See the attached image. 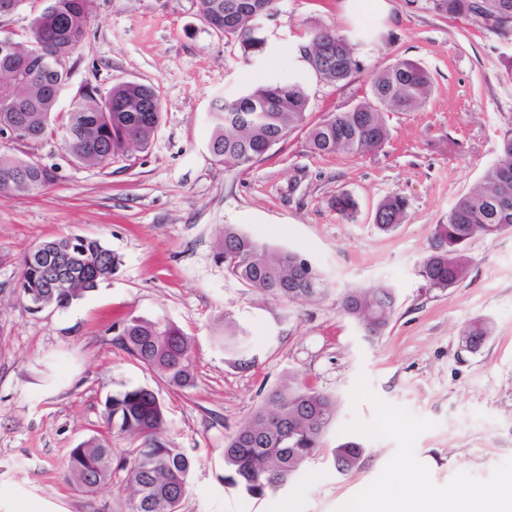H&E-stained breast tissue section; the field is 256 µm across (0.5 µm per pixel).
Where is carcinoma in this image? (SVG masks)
Listing matches in <instances>:
<instances>
[{
    "label": "carcinoma",
    "instance_id": "obj_1",
    "mask_svg": "<svg viewBox=\"0 0 512 512\" xmlns=\"http://www.w3.org/2000/svg\"><path fill=\"white\" fill-rule=\"evenodd\" d=\"M432 9L469 18L497 35H512V0H430ZM92 0H49L45 12L32 20L25 39H15V59L0 72V132L17 133L15 142H38L61 132L65 153L85 168L103 169L112 159L150 148L161 121L158 90L139 82H122L99 94L90 87L77 90L68 112L57 114V97L68 84L71 67L46 70L30 67L39 58L51 64L71 61L84 41ZM208 27L245 56H261L266 42L255 27L258 14H273L274 0H196ZM301 53L320 79L338 86L352 82L360 70L355 44L332 27L311 30ZM432 93L428 71L410 59H397L374 72L369 87L354 105L308 124L309 98L298 82L268 81L241 96L224 101L213 112L209 148L227 167L247 170L297 129L306 130V145L318 155H364L389 140L388 112H407L426 104ZM26 98L17 110L14 95ZM498 160L489 166L435 225L419 274L432 287L451 288L467 276L471 257L468 244L477 235L495 236L512 230V123L498 144ZM58 180L57 166L38 164L0 153V193L37 194ZM407 217V203L399 195L380 202L374 224L384 232L395 230ZM60 252L71 248L73 259L66 276L52 285V275L37 262L23 258L19 296L32 297L42 307L67 308L110 279L119 260L97 239L63 237L43 243ZM216 258L227 273L273 300L291 302L325 293L318 271L299 253L273 249L246 233L238 224H226L216 244ZM340 311L355 321L365 336L375 338L389 326L397 307L393 288L385 285L346 290ZM117 342L145 369L166 385L187 389L194 383L192 338L168 319L130 316L113 325ZM487 317L469 320L459 331V345L478 352L492 336ZM246 336L244 328L224 321L218 342L234 353ZM338 401L328 391L290 381L269 391L253 415L224 446V484L261 498L284 488L326 445L336 419ZM104 419L107 430L129 441L115 452L104 435L91 436L71 449L66 480L94 492L114 481L126 491L124 512H180L189 491L192 459L166 437L167 417L156 392L128 387L108 396ZM365 459L356 440L330 451L336 471L348 475Z\"/></svg>",
    "mask_w": 512,
    "mask_h": 512
}]
</instances>
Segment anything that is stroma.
<instances>
[{
	"label": "stroma",
	"instance_id": "1",
	"mask_svg": "<svg viewBox=\"0 0 512 512\" xmlns=\"http://www.w3.org/2000/svg\"><path fill=\"white\" fill-rule=\"evenodd\" d=\"M385 3L370 24L349 0H275L261 30L266 51L254 58L213 33L194 0H93L59 111L79 87L138 81L158 89L161 125L148 150L103 169L64 162L55 138L0 139L1 152L59 167L57 184L37 195L0 193V512H123L117 486L84 493L64 467L71 448L106 433L104 401L130 385L158 393L170 440L196 460L181 512H342L344 500L376 488L390 504L512 492V230L476 237L455 287H429L419 274L435 224L497 158L512 117V40L427 0ZM319 25L357 42L353 83L324 84L304 60L303 35ZM398 58L420 63L434 93L421 108L387 114L390 141L377 153L315 155L296 132L241 171L208 148L215 104L266 79L300 82L314 122L350 108L371 72ZM341 194L355 201L353 217L334 209ZM393 194L408 218L384 233L373 216ZM227 224L297 251L326 293L275 301L236 281L214 257ZM71 235L112 249L118 270L68 308L32 312L18 293L24 255ZM377 284L395 289L397 310L369 339L337 300ZM131 314L167 318L192 336V387L167 386L116 343L113 323ZM227 316L248 333L242 355L216 343ZM480 316L494 334L478 353L461 352L460 327ZM291 376L340 402L326 448L276 493L225 486L227 436ZM349 439L367 453L343 475L329 449Z\"/></svg>",
	"mask_w": 512,
	"mask_h": 512
}]
</instances>
